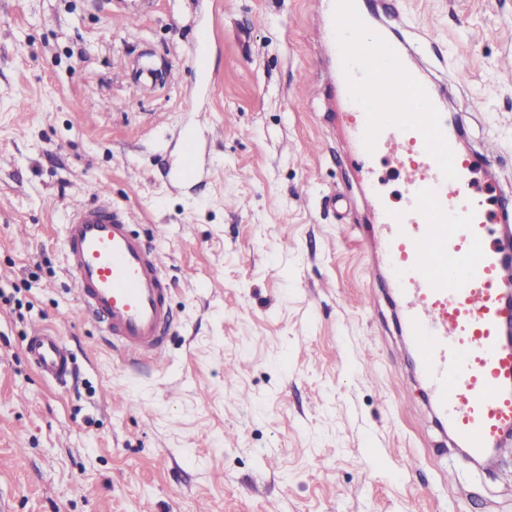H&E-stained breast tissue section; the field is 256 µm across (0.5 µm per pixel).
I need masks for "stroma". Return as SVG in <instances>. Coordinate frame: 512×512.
Instances as JSON below:
<instances>
[{"label": "stroma", "mask_w": 512, "mask_h": 512, "mask_svg": "<svg viewBox=\"0 0 512 512\" xmlns=\"http://www.w3.org/2000/svg\"><path fill=\"white\" fill-rule=\"evenodd\" d=\"M365 7L444 84L462 144L493 147L476 178L512 210V0ZM323 21L308 0H141L135 20L0 0V512H512V441L466 461L410 366ZM188 136L200 173L175 186ZM102 188L174 284L160 370L106 345L63 270L68 204ZM35 323L66 381L27 354ZM27 352L45 375L62 380L68 372L70 353L63 339L43 325H36L28 336Z\"/></svg>", "instance_id": "35a3bbf8"}]
</instances>
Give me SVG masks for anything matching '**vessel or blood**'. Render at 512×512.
Instances as JSON below:
<instances>
[{"mask_svg": "<svg viewBox=\"0 0 512 512\" xmlns=\"http://www.w3.org/2000/svg\"><path fill=\"white\" fill-rule=\"evenodd\" d=\"M315 5L327 15L321 35L352 116L348 159L372 200L371 241L390 265L418 376L459 446L488 459L512 430V349L501 343L512 309L500 295L512 281V238L499 235L500 216L474 190L477 165L487 156L462 151L440 84L398 42L366 33L356 0ZM382 160L402 174L403 205H393L376 178ZM62 242L64 270L84 315L129 361L160 363L172 283L157 247L105 198L70 207ZM26 349L45 375H66L69 350L47 327L32 328Z\"/></svg>", "mask_w": 512, "mask_h": 512, "instance_id": "obj_1", "label": "vessel or blood"}]
</instances>
